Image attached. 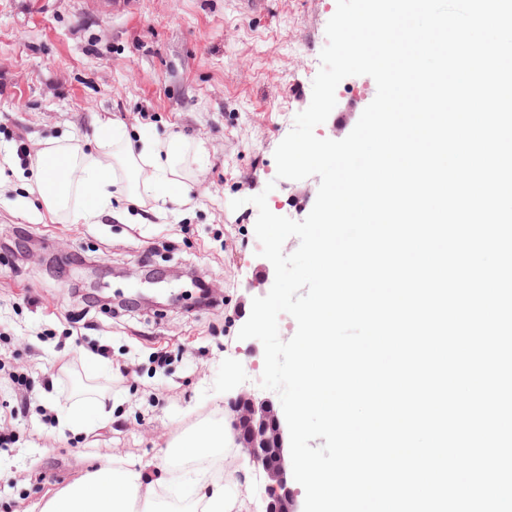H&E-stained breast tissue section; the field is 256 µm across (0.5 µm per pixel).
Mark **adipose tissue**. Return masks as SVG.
Masks as SVG:
<instances>
[{"instance_id":"obj_1","label":"adipose tissue","mask_w":512,"mask_h":512,"mask_svg":"<svg viewBox=\"0 0 512 512\" xmlns=\"http://www.w3.org/2000/svg\"><path fill=\"white\" fill-rule=\"evenodd\" d=\"M97 150L73 144H49L37 151L30 167V186L45 210L72 224H94L111 210L115 190L127 200L190 206V162H202V142L181 136L159 140L144 134L130 137L122 125L106 122L97 132ZM82 205L72 206L73 197ZM102 394H78L61 424L82 431L105 420ZM235 441L224 418L205 420L184 431L168 445L167 461L194 463L187 488L152 477L137 461L113 457L46 501L41 512H155L156 503L174 493L183 502L175 512H242L233 492V474L220 475L199 466L202 458L231 455Z\"/></svg>"}]
</instances>
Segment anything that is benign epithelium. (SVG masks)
<instances>
[{"mask_svg": "<svg viewBox=\"0 0 512 512\" xmlns=\"http://www.w3.org/2000/svg\"><path fill=\"white\" fill-rule=\"evenodd\" d=\"M227 409L242 453L265 474L263 512H300L288 483L285 425L274 404L243 390L229 398Z\"/></svg>", "mask_w": 512, "mask_h": 512, "instance_id": "7a95c632", "label": "benign epithelium"}]
</instances>
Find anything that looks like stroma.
Here are the masks:
<instances>
[{"instance_id": "35a3bbf8", "label": "stroma", "mask_w": 512, "mask_h": 512, "mask_svg": "<svg viewBox=\"0 0 512 512\" xmlns=\"http://www.w3.org/2000/svg\"><path fill=\"white\" fill-rule=\"evenodd\" d=\"M335 10L336 0H0V427L15 437L0 447V512H33L109 457L161 464L175 436L224 415L239 390L277 400L259 385L262 343L238 337L275 276L247 199L266 193L271 212L295 221L314 205L319 177L277 178L274 152L311 102ZM375 95L370 76L345 78L316 136L345 138ZM108 119L205 142L192 209L161 217L121 199L98 223L70 224L27 193L19 173L44 142L84 143ZM204 284L215 304L200 299ZM89 369L112 417L62 430Z\"/></svg>"}]
</instances>
